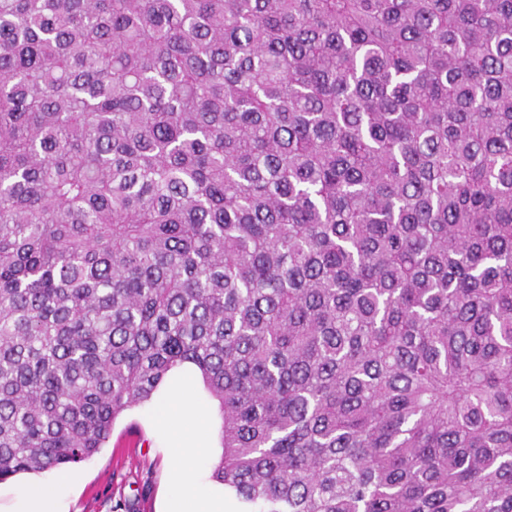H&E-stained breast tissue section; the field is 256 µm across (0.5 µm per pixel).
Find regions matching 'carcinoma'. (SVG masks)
Listing matches in <instances>:
<instances>
[{"mask_svg": "<svg viewBox=\"0 0 512 512\" xmlns=\"http://www.w3.org/2000/svg\"><path fill=\"white\" fill-rule=\"evenodd\" d=\"M184 362L245 512H512V0H0V481Z\"/></svg>", "mask_w": 512, "mask_h": 512, "instance_id": "1", "label": "carcinoma"}]
</instances>
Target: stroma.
<instances>
[{
  "label": "stroma",
  "instance_id": "1",
  "mask_svg": "<svg viewBox=\"0 0 512 512\" xmlns=\"http://www.w3.org/2000/svg\"><path fill=\"white\" fill-rule=\"evenodd\" d=\"M147 415L143 405L125 412L105 448L73 465L81 477L75 512H162L174 477L147 434Z\"/></svg>",
  "mask_w": 512,
  "mask_h": 512
}]
</instances>
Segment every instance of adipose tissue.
Returning <instances> with one entry per match:
<instances>
[{
  "label": "adipose tissue",
  "instance_id": "ef3b65f1",
  "mask_svg": "<svg viewBox=\"0 0 512 512\" xmlns=\"http://www.w3.org/2000/svg\"><path fill=\"white\" fill-rule=\"evenodd\" d=\"M216 405L191 363L177 366L152 398L149 428L165 448L174 471V492L164 512H236L224 486L208 481L202 461L218 447L213 427ZM77 477L59 473L51 481H31L21 488H0V512H69Z\"/></svg>",
  "mask_w": 512,
  "mask_h": 512
}]
</instances>
